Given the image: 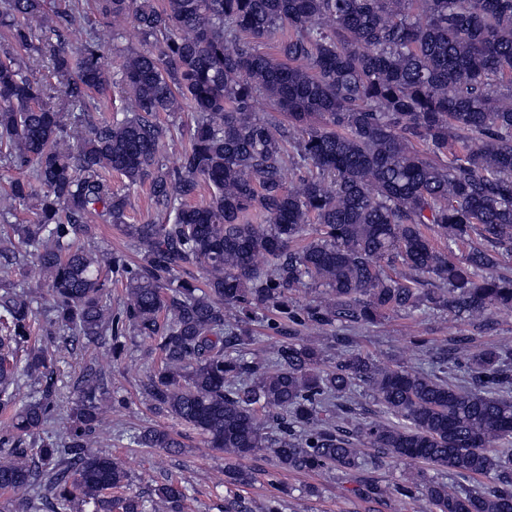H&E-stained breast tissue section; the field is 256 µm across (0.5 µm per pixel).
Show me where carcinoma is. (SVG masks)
<instances>
[{
    "label": "carcinoma",
    "instance_id": "1",
    "mask_svg": "<svg viewBox=\"0 0 512 512\" xmlns=\"http://www.w3.org/2000/svg\"><path fill=\"white\" fill-rule=\"evenodd\" d=\"M120 34L137 27L144 48L122 58L118 83L130 107L95 126L82 119L89 92L111 84L101 45L49 47L43 0H0V22L33 62L66 77L57 97L79 108L57 112L31 69L0 56V154L33 180L11 181L0 220L36 200L32 224L10 225L18 274H45L55 312L50 334L112 337L123 329L156 342L160 363L142 396L154 410L202 436L204 447L239 464L224 483L247 486L257 473L240 461L265 452L278 468L359 471L365 499L424 501L429 512H512V346L472 348L453 338L431 352V370L384 365L335 335L323 349L302 331L374 325L422 307L479 326L512 310V0H94ZM288 34L276 53L261 44ZM269 98L284 120L254 108ZM194 112L178 165L160 157L169 129L157 112ZM301 172L288 182L284 170ZM149 182L158 219L127 223L126 196L105 174ZM209 199L187 198L201 184ZM99 218L138 253L131 263L75 239ZM468 250L455 256L453 247ZM198 265L204 281L184 276ZM126 283L117 312L103 304V272ZM0 302V490L41 486L56 501L92 512H184L187 488L168 480L143 500L112 497L129 483L122 461L90 452L105 401V371L85 374L60 440L37 441L57 409L52 345L25 348L34 298L9 278ZM320 288L298 307L290 294ZM274 315L273 351L250 349L251 326ZM464 381L443 377L450 366ZM38 394L20 397L29 382ZM370 393L377 418L345 421ZM143 448L178 452L169 430L131 436ZM46 470L39 469L33 454ZM404 466L381 483L371 469ZM451 473L450 480L432 475Z\"/></svg>",
    "mask_w": 512,
    "mask_h": 512
}]
</instances>
